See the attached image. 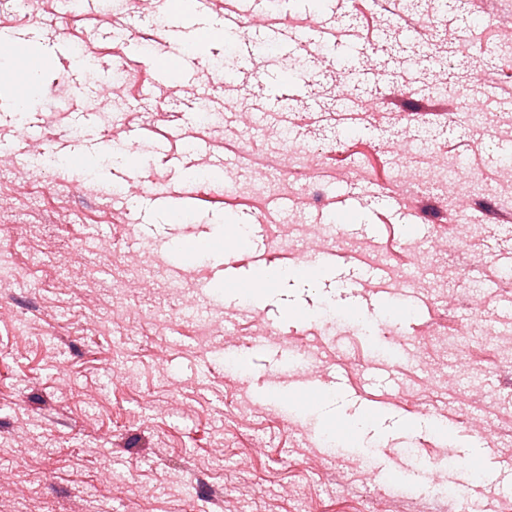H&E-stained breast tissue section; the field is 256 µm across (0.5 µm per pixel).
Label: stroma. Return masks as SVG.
<instances>
[{
    "mask_svg": "<svg viewBox=\"0 0 512 512\" xmlns=\"http://www.w3.org/2000/svg\"><path fill=\"white\" fill-rule=\"evenodd\" d=\"M161 2L0 0V34L44 24L35 108L21 116L0 95V512H512V488L488 509L475 496L512 457V317L493 313L512 303V168L499 162L512 65L493 51L512 44V0H260L242 29L261 45L251 56L220 25L240 0H212L206 39L188 25L190 55L168 59L140 50L162 32ZM272 25L330 31L299 68L300 94L285 85L293 57L262 46ZM79 46L121 73L114 111ZM214 58L232 63L222 77ZM466 100L489 120L461 126ZM142 127L158 150L116 161ZM89 138L95 164L70 165ZM36 139L53 166L28 165ZM458 157L474 187L451 210L419 176ZM126 164L134 186L112 188ZM163 191L195 201L181 228L150 207ZM253 224L268 249L225 256L226 234ZM186 249L169 279L156 256ZM322 251L336 267L296 273ZM226 257L230 287L210 278ZM369 262L384 282L356 283ZM398 281L418 305L400 324L388 319ZM357 287L378 304L353 319ZM382 363L399 379L389 394H328L294 414L258 395L307 368L355 389ZM463 453L466 495L451 501L422 473Z\"/></svg>",
    "mask_w": 512,
    "mask_h": 512,
    "instance_id": "1",
    "label": "stroma"
}]
</instances>
